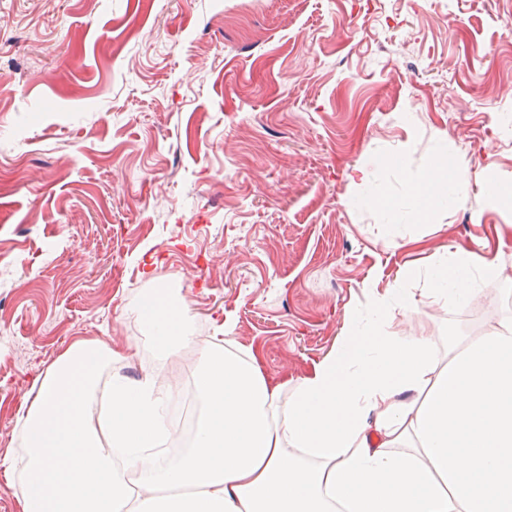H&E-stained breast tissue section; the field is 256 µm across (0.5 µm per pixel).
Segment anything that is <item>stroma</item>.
I'll return each mask as SVG.
<instances>
[{
	"mask_svg": "<svg viewBox=\"0 0 512 512\" xmlns=\"http://www.w3.org/2000/svg\"><path fill=\"white\" fill-rule=\"evenodd\" d=\"M509 113L512 0H0V457L23 463L17 416L72 343L140 377L141 290L294 383L345 308L443 249L512 265L485 195L512 179ZM443 149L459 201L412 218ZM364 184L399 209L354 203ZM412 292L388 330L440 350L512 313L499 282L473 308Z\"/></svg>",
	"mask_w": 512,
	"mask_h": 512,
	"instance_id": "obj_1",
	"label": "stroma"
}]
</instances>
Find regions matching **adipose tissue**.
Listing matches in <instances>:
<instances>
[{
  "mask_svg": "<svg viewBox=\"0 0 512 512\" xmlns=\"http://www.w3.org/2000/svg\"><path fill=\"white\" fill-rule=\"evenodd\" d=\"M447 152L408 190L411 216L453 203ZM485 281L512 284L470 248L441 254L424 274L432 300L468 305ZM409 275L346 310L342 337L295 384L267 378L249 346L196 347L181 304L143 294L132 312L153 366L113 378L109 412L90 422L105 343L75 342L43 377L16 433L25 462L20 512H512V315L437 353L424 330L387 332L412 299ZM196 348L202 403L176 460L164 407L167 363Z\"/></svg>",
  "mask_w": 512,
  "mask_h": 512,
  "instance_id": "obj_1",
  "label": "adipose tissue"
}]
</instances>
